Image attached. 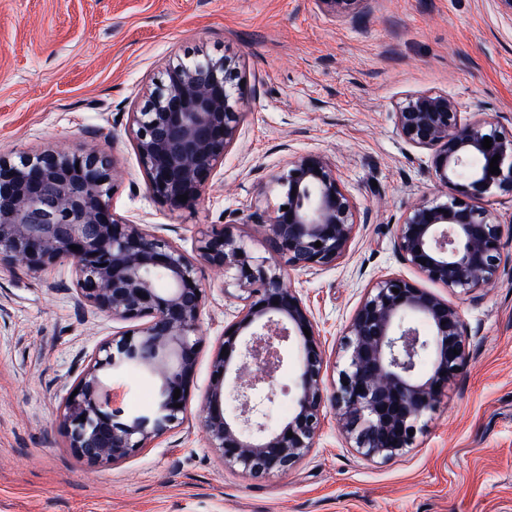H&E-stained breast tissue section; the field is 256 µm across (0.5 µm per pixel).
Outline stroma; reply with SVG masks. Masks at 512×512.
Here are the masks:
<instances>
[{
  "instance_id": "stroma-1",
  "label": "stroma",
  "mask_w": 512,
  "mask_h": 512,
  "mask_svg": "<svg viewBox=\"0 0 512 512\" xmlns=\"http://www.w3.org/2000/svg\"><path fill=\"white\" fill-rule=\"evenodd\" d=\"M235 61L247 99L239 137L194 206L170 211L146 188L128 135L132 113L170 60ZM437 92L462 111L512 125V17L500 0H0V155L93 144L116 161L114 214L187 255L230 228L270 256L249 214L272 212L273 178L294 156L320 153L367 223L336 265L289 277L337 384L347 327L380 278L400 275L456 306L467 363L424 417L413 445L370 461L326 411L314 448L288 473L252 478L222 463L198 413L224 325L241 309L224 277L203 268L206 298L187 416L116 463L73 455L58 423L98 346L122 325L80 301L72 263L0 269V512H512V191L473 205L504 224L495 284L469 294L428 283L394 250L407 210L444 197L426 151L395 125L408 95ZM277 375L269 428L293 410L298 349ZM111 388L126 414H150L158 384L131 367Z\"/></svg>"
}]
</instances>
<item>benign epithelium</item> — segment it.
I'll return each mask as SVG.
<instances>
[{
  "instance_id": "obj_1",
  "label": "benign epithelium",
  "mask_w": 512,
  "mask_h": 512,
  "mask_svg": "<svg viewBox=\"0 0 512 512\" xmlns=\"http://www.w3.org/2000/svg\"><path fill=\"white\" fill-rule=\"evenodd\" d=\"M233 73L226 57H180L169 63L144 109L131 113L147 190L172 211L200 201L238 138L245 92L233 84ZM396 127L405 143L430 151L439 185L456 179L466 196L512 191V131L499 123L462 116L445 94L419 93L398 107ZM496 155L500 174L493 175ZM115 176L114 159L95 146L0 157V267L42 271L70 262L80 297L132 324L100 346L73 385L77 394L65 399L58 421L75 456L91 464L124 460L183 420L203 343V265L231 273L224 287L236 288L244 302L224 326L199 406L205 436L224 464L253 477L288 472L314 447L327 408L336 413L342 437L370 460L391 459L413 444L419 421L466 360L462 316L404 277L379 279L348 326L338 385L326 390V351L287 270L336 264L358 224L327 158L297 155L275 176L288 210L249 216L271 242V256L261 258L230 230L205 235L191 258L168 239L117 218L110 209ZM502 238L503 225L486 209L457 196L423 199L398 225L394 249L427 280L476 293L496 281ZM290 342L300 348L294 411L270 430L262 406L274 402V379ZM425 357L430 366L423 372ZM130 366L159 382V401L148 415L125 416L107 389L103 371Z\"/></svg>"
}]
</instances>
